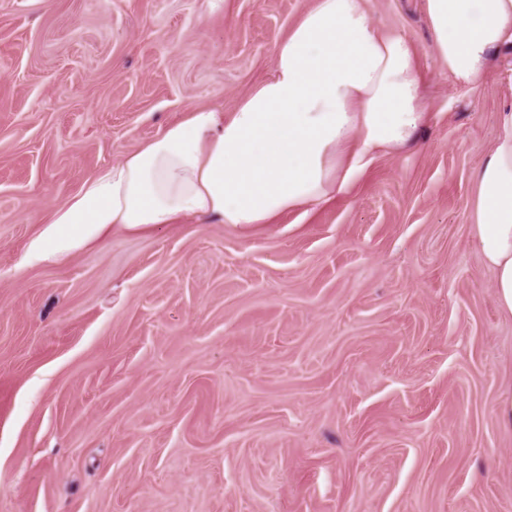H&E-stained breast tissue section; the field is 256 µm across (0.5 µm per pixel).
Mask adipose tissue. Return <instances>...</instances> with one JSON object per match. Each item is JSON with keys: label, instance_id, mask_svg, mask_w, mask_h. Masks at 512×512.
<instances>
[{"label": "adipose tissue", "instance_id": "obj_1", "mask_svg": "<svg viewBox=\"0 0 512 512\" xmlns=\"http://www.w3.org/2000/svg\"><path fill=\"white\" fill-rule=\"evenodd\" d=\"M370 0H315L274 49L273 74L233 112L190 109L136 150L94 172L28 247L39 263L110 229L201 219L271 224L347 194L378 156H395L427 123L411 42L370 19ZM448 73L477 87L512 47V0H425ZM490 152L475 173V242L512 316V83Z\"/></svg>", "mask_w": 512, "mask_h": 512}]
</instances>
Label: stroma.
Wrapping results in <instances>:
<instances>
[{
  "label": "stroma",
  "mask_w": 512,
  "mask_h": 512,
  "mask_svg": "<svg viewBox=\"0 0 512 512\" xmlns=\"http://www.w3.org/2000/svg\"><path fill=\"white\" fill-rule=\"evenodd\" d=\"M314 0H0V512H512V319L473 246L512 52L478 88L424 0L430 121L349 195L32 265L98 169L237 102Z\"/></svg>",
  "instance_id": "1"
}]
</instances>
